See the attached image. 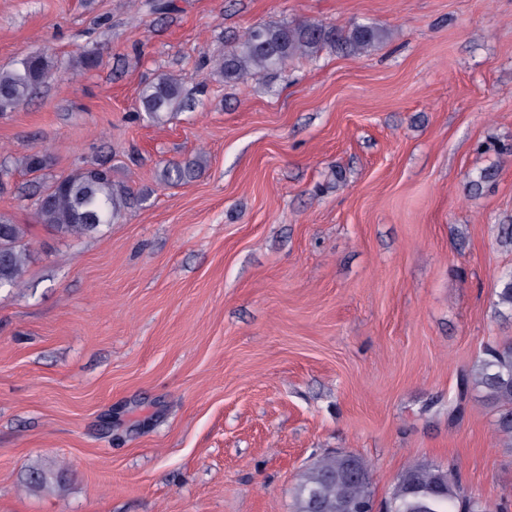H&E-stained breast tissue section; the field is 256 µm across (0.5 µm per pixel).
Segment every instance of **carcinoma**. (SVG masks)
Returning a JSON list of instances; mask_svg holds the SVG:
<instances>
[{"mask_svg": "<svg viewBox=\"0 0 512 512\" xmlns=\"http://www.w3.org/2000/svg\"><path fill=\"white\" fill-rule=\"evenodd\" d=\"M387 37V31L369 24L332 26L320 21H286L249 28L237 46L215 60L226 81L260 78L285 66L296 56H314L325 48L360 55ZM51 61L43 53L30 54L10 69L0 68V115L12 112L30 98L49 77ZM140 113L151 121L185 107L180 81L164 74L138 92ZM29 173L49 167V157L33 151L22 159ZM205 160L196 156L166 164L160 181L177 184L195 178ZM34 215L38 223L55 232L81 239L103 224L119 222L135 203L122 183L112 178V167L99 163L80 167L52 180L34 193ZM27 226L0 213V288H18L29 262L25 243ZM497 305L512 310V271L501 276ZM469 382L497 412V433L512 447V341L483 349L473 363ZM63 472L37 465L28 470L26 484L45 490L59 484ZM319 512H344L348 506L368 503L373 496L370 466L359 456L326 455L306 469L291 490L294 512H310L312 495ZM388 512H491L480 499L467 494L453 464H413L399 476L389 499Z\"/></svg>", "mask_w": 512, "mask_h": 512, "instance_id": "obj_1", "label": "carcinoma"}]
</instances>
